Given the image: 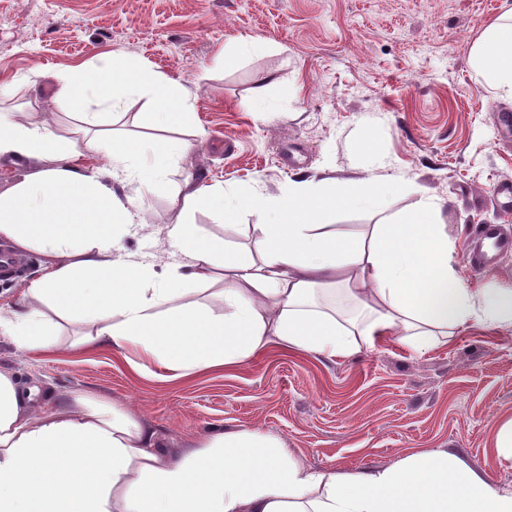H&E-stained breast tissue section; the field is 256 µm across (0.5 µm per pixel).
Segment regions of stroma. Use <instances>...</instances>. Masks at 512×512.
<instances>
[{"label":"stroma","instance_id":"obj_1","mask_svg":"<svg viewBox=\"0 0 512 512\" xmlns=\"http://www.w3.org/2000/svg\"><path fill=\"white\" fill-rule=\"evenodd\" d=\"M512 0H0V107L30 112L67 134L56 73L124 55L191 94L190 151L161 187H134L143 223L124 253L163 268L180 261L160 224L186 175L225 190L280 194L314 171L338 180L392 182L381 212L339 210L327 222L354 235L420 195L447 200L458 272L471 288L511 287L512 256L475 271L476 225L512 232L494 194L512 181V100L470 65L485 27ZM241 37L259 47L223 62ZM287 97L280 113L252 102ZM83 328L62 324L57 349L18 352L0 337V367L38 385L46 401L71 391L134 407L165 450L214 430L257 428L316 469L388 466L445 448L512 486L493 448L512 416V335L468 324L448 345L415 354L396 344L324 363L277 348L233 370L187 378L136 374L125 354L73 348Z\"/></svg>","mask_w":512,"mask_h":512}]
</instances>
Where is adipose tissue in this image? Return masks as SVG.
<instances>
[{"mask_svg":"<svg viewBox=\"0 0 512 512\" xmlns=\"http://www.w3.org/2000/svg\"><path fill=\"white\" fill-rule=\"evenodd\" d=\"M471 61L512 97V11L486 28ZM56 97L93 128L84 151L103 155L112 180L83 165L50 123L0 109V159L53 161L0 192V239L44 259L43 274L0 307V336L17 349H53L57 315L88 325L80 346L131 349L135 372L159 366L181 378L231 370L274 347L333 362L391 341L421 354L472 321L512 333V286L467 287L444 203L420 196L358 237L325 224L340 207L377 210L391 183L318 172L271 196L229 193L189 175L171 198L177 217L164 227L183 262L157 272L113 258L137 216L132 187L162 185L170 161L192 146L179 136L191 123L189 95L110 55L58 75ZM134 98L157 111L153 137L115 135L89 109ZM202 206L228 223L241 210L256 213L255 247L195 233L186 218ZM204 284L220 285L222 312L186 301L188 287ZM38 396L0 369V512H512V487L445 450L388 467L318 470L278 436L235 429L168 452L131 407L82 392L43 405Z\"/></svg>","mask_w":512,"mask_h":512,"instance_id":"adipose-tissue-1","label":"adipose tissue"}]
</instances>
